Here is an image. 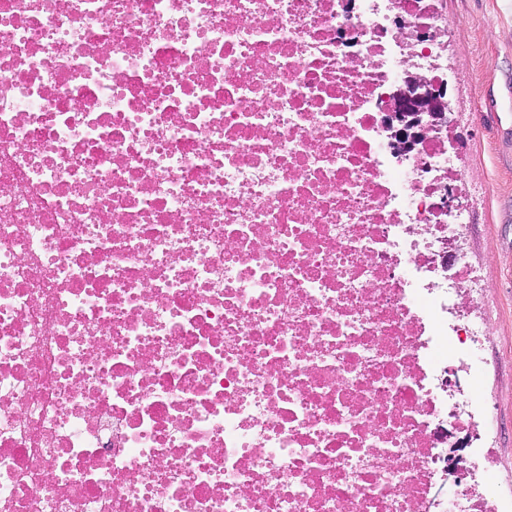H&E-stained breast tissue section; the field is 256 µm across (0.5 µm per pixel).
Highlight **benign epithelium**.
I'll use <instances>...</instances> for the list:
<instances>
[{"label": "benign epithelium", "instance_id": "benign-epithelium-1", "mask_svg": "<svg viewBox=\"0 0 512 512\" xmlns=\"http://www.w3.org/2000/svg\"><path fill=\"white\" fill-rule=\"evenodd\" d=\"M384 120L391 145L399 153L415 149L418 142L447 122L450 103L446 90L425 75L408 71Z\"/></svg>", "mask_w": 512, "mask_h": 512}]
</instances>
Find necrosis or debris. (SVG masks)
<instances>
[{
  "mask_svg": "<svg viewBox=\"0 0 512 512\" xmlns=\"http://www.w3.org/2000/svg\"><path fill=\"white\" fill-rule=\"evenodd\" d=\"M443 2L0 0V512H500L448 134L382 127Z\"/></svg>",
  "mask_w": 512,
  "mask_h": 512,
  "instance_id": "obj_1",
  "label": "necrosis or debris"
}]
</instances>
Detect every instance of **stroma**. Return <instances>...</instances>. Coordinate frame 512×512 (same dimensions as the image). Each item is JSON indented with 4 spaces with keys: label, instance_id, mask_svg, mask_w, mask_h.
Listing matches in <instances>:
<instances>
[{
    "label": "stroma",
    "instance_id": "stroma-1",
    "mask_svg": "<svg viewBox=\"0 0 512 512\" xmlns=\"http://www.w3.org/2000/svg\"><path fill=\"white\" fill-rule=\"evenodd\" d=\"M452 188L470 215L462 253L480 265L490 300L466 297L493 329L484 378L496 406L490 483L512 505V0H447Z\"/></svg>",
    "mask_w": 512,
    "mask_h": 512
}]
</instances>
